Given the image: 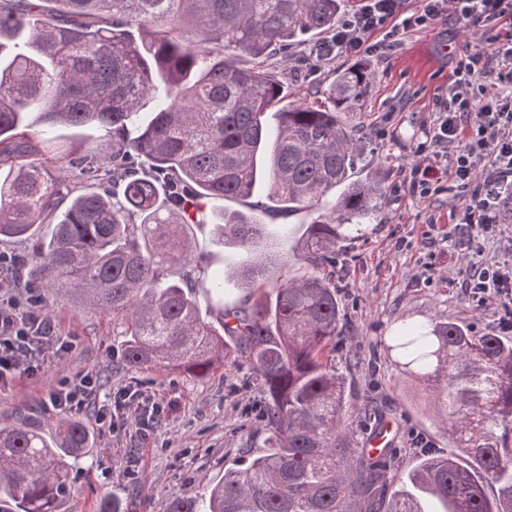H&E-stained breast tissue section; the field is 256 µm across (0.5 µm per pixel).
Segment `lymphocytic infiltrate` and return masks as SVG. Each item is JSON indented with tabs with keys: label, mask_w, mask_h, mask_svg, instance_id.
Wrapping results in <instances>:
<instances>
[{
	"label": "lymphocytic infiltrate",
	"mask_w": 512,
	"mask_h": 512,
	"mask_svg": "<svg viewBox=\"0 0 512 512\" xmlns=\"http://www.w3.org/2000/svg\"><path fill=\"white\" fill-rule=\"evenodd\" d=\"M421 14L406 15L405 0H362L344 16L326 41L309 53L326 63L342 54L375 52L371 35L399 22L402 29L421 28L440 16H454L481 35L485 48H464L448 86V101L415 149L409 175L412 191L426 196L442 178L458 189L463 204L458 223L494 233L512 216V37L495 31L512 21V0H424ZM470 288L498 294L512 290V258L472 264ZM46 314L34 286L25 299L0 295V389L18 377H37L50 355L68 349ZM89 374L64 380L50 396L52 406L73 414L83 412L96 394Z\"/></svg>",
	"instance_id": "obj_1"
}]
</instances>
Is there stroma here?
<instances>
[{"label": "stroma", "instance_id": "stroma-1", "mask_svg": "<svg viewBox=\"0 0 512 512\" xmlns=\"http://www.w3.org/2000/svg\"><path fill=\"white\" fill-rule=\"evenodd\" d=\"M472 40V32L451 16L400 35L393 50L367 54L370 91L353 111L341 115L359 136L361 154L352 179L388 173L384 198L362 224L358 239L338 257L334 273L343 354L352 360L344 371L346 394L353 407L372 408L379 417L375 423L355 419L349 440L351 447L363 449L369 447L376 425L388 427L395 474L409 471L422 451H447L448 433L435 423L427 393L397 366L388 348L393 330L445 315L476 332L512 337L504 297L479 294L468 286L471 258L511 256L512 236L484 235L454 224L452 214L461 199L451 181H443L426 198L412 193L407 183L413 151L448 96L458 50ZM309 51V45L300 44L288 53H273L267 61L290 99L323 95L335 69L353 62L342 55L316 68L306 62ZM269 204L261 187L243 201L208 200L207 208L218 214L241 210L265 224L287 225V237L276 245L280 263L269 280L298 278L306 271L297 258L298 241L315 214L300 209L282 215L269 211ZM189 237L206 267L196 283L200 303L212 302L210 278L220 274L225 307L246 304L247 291L228 274L246 260V253L223 244L211 224L190 228ZM41 297L60 335L73 346L47 361L39 378H21L0 390V425L24 417L50 430L60 415L50 402L51 391L64 379L86 372L99 378L96 404L127 389L166 407L146 427L131 408L114 411L108 425L96 423L94 410L82 413L97 440L93 454L75 464L72 512H98L105 500L119 512H167L175 498L203 493L226 469L263 450L264 396L246 359L226 363L205 378L128 372L118 366L110 315L46 290Z\"/></svg>", "mask_w": 512, "mask_h": 512}]
</instances>
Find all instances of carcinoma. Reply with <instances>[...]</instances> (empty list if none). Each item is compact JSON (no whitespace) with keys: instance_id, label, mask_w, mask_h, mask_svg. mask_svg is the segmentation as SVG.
Returning a JSON list of instances; mask_svg holds the SVG:
<instances>
[{"instance_id":"carcinoma-1","label":"carcinoma","mask_w":512,"mask_h":512,"mask_svg":"<svg viewBox=\"0 0 512 512\" xmlns=\"http://www.w3.org/2000/svg\"><path fill=\"white\" fill-rule=\"evenodd\" d=\"M342 2L0 0V239L53 225L29 276L112 315L123 369L204 377L244 356L267 398L265 450L169 512H512V338L446 317L397 330L389 349L428 392L448 452L389 479L385 457L347 443L336 251L387 176L350 180L359 150L340 113L371 72L338 69L325 97L286 104L264 65L336 29ZM60 127L105 131L106 155L62 149ZM68 173L95 190L63 196ZM262 174L278 207L317 213L299 240L312 272L265 290L266 225L226 211L224 239L255 253L232 268L250 302L209 320L184 227L209 222L201 200H244ZM92 448L75 417L50 434L0 426V512H70V460Z\"/></svg>"}]
</instances>
